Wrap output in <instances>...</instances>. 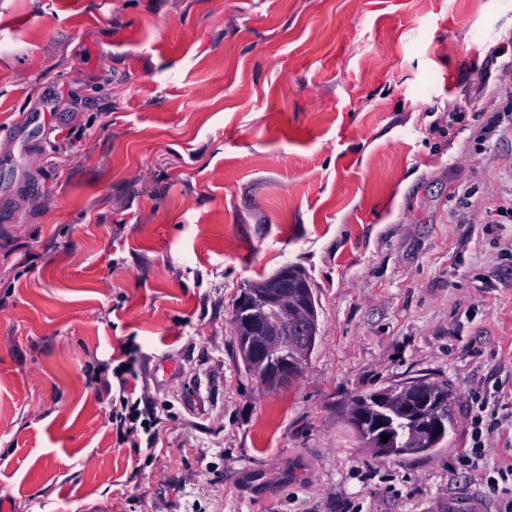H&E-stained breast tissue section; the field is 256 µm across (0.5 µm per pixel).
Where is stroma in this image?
Masks as SVG:
<instances>
[{
  "mask_svg": "<svg viewBox=\"0 0 512 512\" xmlns=\"http://www.w3.org/2000/svg\"><path fill=\"white\" fill-rule=\"evenodd\" d=\"M510 198L512 0H0V505L499 512L456 459L485 403L512 463ZM288 264L268 389L232 308ZM421 377L447 438L375 454L352 399ZM286 266L308 280L296 267ZM286 266L257 283L276 279ZM297 275L289 276L288 272L284 273L277 278L279 287L274 290L257 289L266 288L259 284L248 285L247 288L251 289L241 296L233 314L234 333L245 329L248 335V343L246 342L242 355L250 365L251 375L263 386L288 384L289 380H293L300 373L305 360L315 347L318 328L314 294L305 280H300ZM288 288L300 289L288 291ZM242 306L252 309V313L245 322L240 323L237 310ZM267 306L266 313L271 320L279 312L275 321L267 318ZM140 401H132L128 396H119V405L115 401L112 407V426L116 435L123 441L130 440L132 445H137L136 439L141 432L148 433L152 428V421L142 409Z\"/></svg>",
  "mask_w": 512,
  "mask_h": 512,
  "instance_id": "obj_1",
  "label": "stroma"
}]
</instances>
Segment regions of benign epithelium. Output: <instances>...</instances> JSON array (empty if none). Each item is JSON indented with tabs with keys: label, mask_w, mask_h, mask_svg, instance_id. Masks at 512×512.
<instances>
[{
	"label": "benign epithelium",
	"mask_w": 512,
	"mask_h": 512,
	"mask_svg": "<svg viewBox=\"0 0 512 512\" xmlns=\"http://www.w3.org/2000/svg\"><path fill=\"white\" fill-rule=\"evenodd\" d=\"M279 287L261 290L259 285H249V291L237 302V307L252 309L250 317L243 323L233 317L234 332L244 329L248 335L242 355L250 365L251 375L263 386L276 387L288 383L301 371L302 366L315 347L317 314L314 294L305 281L296 275L283 274L277 278ZM275 305L279 309L276 320L271 321L265 308ZM376 436L371 446L378 455L389 451L399 454L406 449L397 447L398 435L392 431L385 416L374 418ZM440 425L418 415L412 417L411 440L433 443L441 434ZM390 435L386 442L381 434Z\"/></svg>",
	"instance_id": "benign-epithelium-1"
}]
</instances>
